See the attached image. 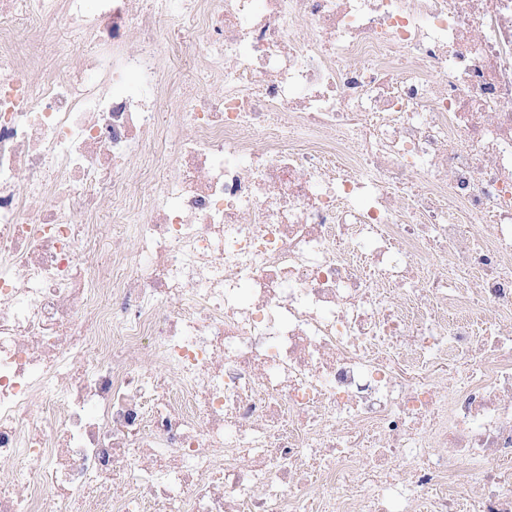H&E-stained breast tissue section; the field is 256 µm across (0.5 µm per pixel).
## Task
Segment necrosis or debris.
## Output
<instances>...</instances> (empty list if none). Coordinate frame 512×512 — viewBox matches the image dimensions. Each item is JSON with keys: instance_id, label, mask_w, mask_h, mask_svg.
Listing matches in <instances>:
<instances>
[{"instance_id": "necrosis-or-debris-1", "label": "necrosis or debris", "mask_w": 512, "mask_h": 512, "mask_svg": "<svg viewBox=\"0 0 512 512\" xmlns=\"http://www.w3.org/2000/svg\"><path fill=\"white\" fill-rule=\"evenodd\" d=\"M0 512H512V0H0Z\"/></svg>"}]
</instances>
